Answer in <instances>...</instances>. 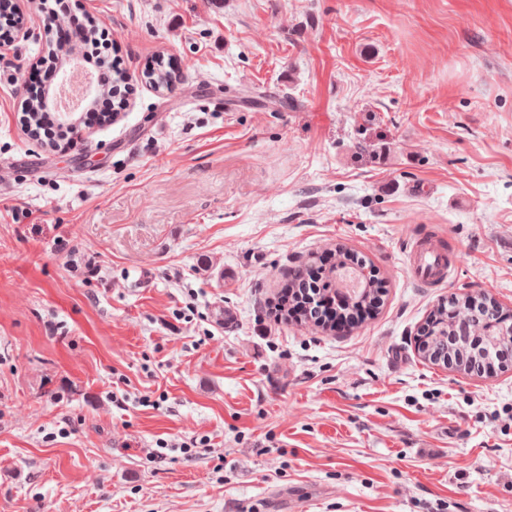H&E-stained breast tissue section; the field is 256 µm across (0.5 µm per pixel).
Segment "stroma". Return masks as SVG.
Instances as JSON below:
<instances>
[{
    "label": "stroma",
    "mask_w": 512,
    "mask_h": 512,
    "mask_svg": "<svg viewBox=\"0 0 512 512\" xmlns=\"http://www.w3.org/2000/svg\"><path fill=\"white\" fill-rule=\"evenodd\" d=\"M75 6L131 85L75 149L18 121L49 16L19 0L0 47V512H512V364L417 351L448 297L512 310V0ZM340 244L373 316L274 321ZM142 74L146 83L155 89L162 90H169L177 78L175 72L166 67L160 59L147 64ZM408 259L412 275L424 286L438 287L449 277L448 253L432 240L412 244ZM336 250L339 252L340 258H341V264H340L341 268L337 272H339L341 269L342 270L350 269V270L357 271L360 276L361 288H359V290L355 291L354 295H352V296H355L354 299H361L363 297H366L367 295H371L374 293L378 294L379 290L381 292L382 289L379 288V286H378V279H375L373 276L374 271H372L370 269L368 271V276L364 277L361 272L363 270H365L367 267H364L363 266L364 264L362 262H361V265H359V264H355L354 262H352L351 260L346 258V257L353 256V254L345 245H338L336 247Z\"/></svg>",
    "instance_id": "35a3bbf8"
}]
</instances>
